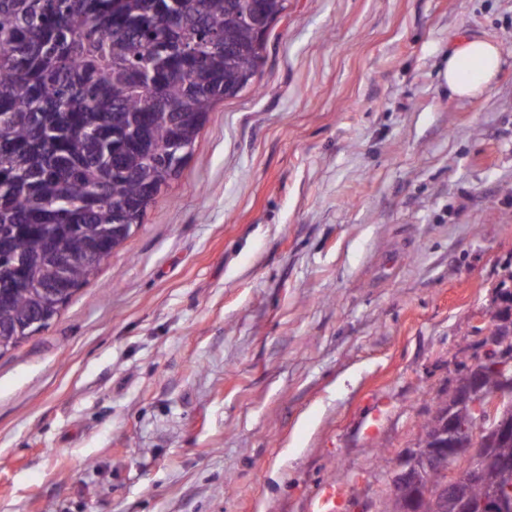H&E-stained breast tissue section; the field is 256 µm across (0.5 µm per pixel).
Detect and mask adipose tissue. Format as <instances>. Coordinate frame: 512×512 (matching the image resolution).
I'll list each match as a JSON object with an SVG mask.
<instances>
[{
	"label": "adipose tissue",
	"instance_id": "1",
	"mask_svg": "<svg viewBox=\"0 0 512 512\" xmlns=\"http://www.w3.org/2000/svg\"><path fill=\"white\" fill-rule=\"evenodd\" d=\"M501 62V50L495 42L472 38L451 47L441 72L450 95L476 96L492 80Z\"/></svg>",
	"mask_w": 512,
	"mask_h": 512
}]
</instances>
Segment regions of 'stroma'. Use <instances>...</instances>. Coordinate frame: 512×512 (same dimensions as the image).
Returning a JSON list of instances; mask_svg holds the SVG:
<instances>
[{"instance_id":"stroma-1","label":"stroma","mask_w":512,"mask_h":512,"mask_svg":"<svg viewBox=\"0 0 512 512\" xmlns=\"http://www.w3.org/2000/svg\"><path fill=\"white\" fill-rule=\"evenodd\" d=\"M502 60L473 98L461 38ZM512 291V0H288L254 84L0 355V512H378ZM500 62L501 50L495 42L464 39L449 50L441 77L450 95L474 97L495 76Z\"/></svg>"}]
</instances>
